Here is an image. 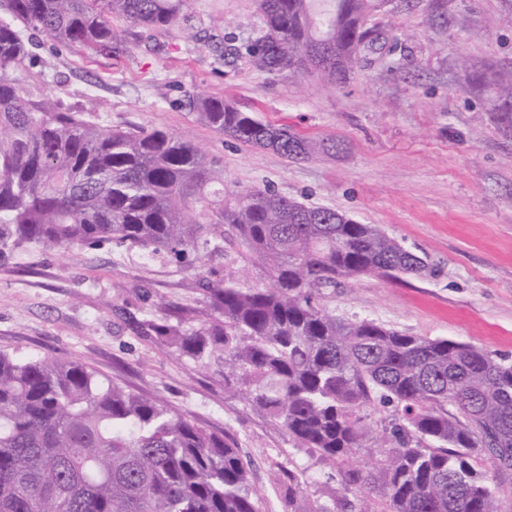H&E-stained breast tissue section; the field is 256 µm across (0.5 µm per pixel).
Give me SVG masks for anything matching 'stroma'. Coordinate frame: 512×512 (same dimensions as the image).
I'll use <instances>...</instances> for the list:
<instances>
[{"mask_svg":"<svg viewBox=\"0 0 512 512\" xmlns=\"http://www.w3.org/2000/svg\"><path fill=\"white\" fill-rule=\"evenodd\" d=\"M400 37L346 83L254 68L255 0H193L170 34L112 29L107 57L31 33L48 93L94 98L99 122L185 135L224 167L226 183L267 187L375 224L426 259L422 278L373 275L320 292L340 318L471 343L512 362V135L492 118V86L472 88L461 58L512 69V0H393ZM223 97L262 122L325 144L307 161L247 147L205 126L188 93ZM263 285L243 247L201 246L182 258L138 247L23 251L0 264V351L76 360L196 425L234 439L251 462L260 512L330 504L336 477L287 430L224 393V362L154 342L149 320L184 329L217 317L203 282ZM392 406L365 411L374 437L340 469L379 458ZM304 481L288 490L289 472Z\"/></svg>","mask_w":512,"mask_h":512,"instance_id":"1","label":"stroma"}]
</instances>
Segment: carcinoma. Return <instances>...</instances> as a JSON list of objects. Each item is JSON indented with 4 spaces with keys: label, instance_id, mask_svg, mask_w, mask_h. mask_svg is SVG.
I'll list each match as a JSON object with an SVG mask.
<instances>
[{
    "label": "carcinoma",
    "instance_id": "cac0c4a2",
    "mask_svg": "<svg viewBox=\"0 0 512 512\" xmlns=\"http://www.w3.org/2000/svg\"><path fill=\"white\" fill-rule=\"evenodd\" d=\"M191 0H0V263L29 247L125 244L181 256L232 241L265 272L262 287L206 291L220 320L194 331L150 323L154 339L224 360V392L241 394L301 448L336 462L362 447L360 410L391 404L383 458L339 473L335 503L381 489L386 512H505L476 466L512 474V362L472 344L340 319L316 302L338 280L421 277L426 261L374 224L269 188L230 190L224 168L164 129L119 128L43 91L33 44L120 52L112 17L173 26ZM264 30L248 47L270 74L344 83L398 41L392 20L365 22L382 0H256ZM495 120L512 132V69L482 75ZM189 110L244 146L308 160L320 146L224 99L190 94ZM459 415L448 414V405ZM251 463L208 432L75 361L0 352V512H259Z\"/></svg>",
    "mask_w": 512,
    "mask_h": 512
}]
</instances>
